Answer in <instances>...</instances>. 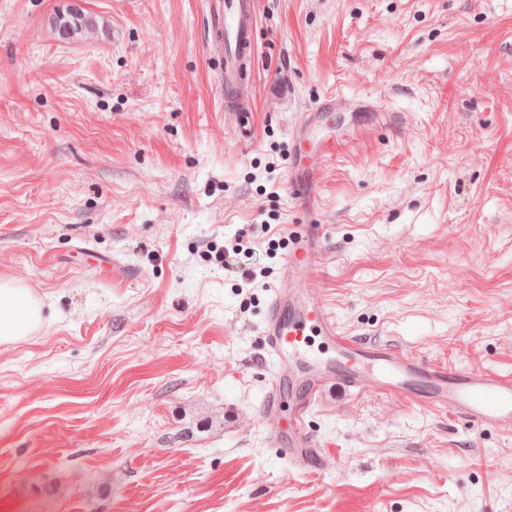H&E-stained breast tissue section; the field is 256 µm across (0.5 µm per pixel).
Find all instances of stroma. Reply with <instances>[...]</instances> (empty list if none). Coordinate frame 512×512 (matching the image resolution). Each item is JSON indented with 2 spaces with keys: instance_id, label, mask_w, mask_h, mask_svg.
I'll use <instances>...</instances> for the list:
<instances>
[{
  "instance_id": "1",
  "label": "stroma",
  "mask_w": 512,
  "mask_h": 512,
  "mask_svg": "<svg viewBox=\"0 0 512 512\" xmlns=\"http://www.w3.org/2000/svg\"><path fill=\"white\" fill-rule=\"evenodd\" d=\"M216 7L0 0V278L45 304L0 345V512H512L494 429L335 389L304 474L259 416L276 225H326L311 286L347 335L512 373V0H257L246 131ZM326 96L312 138L347 144L302 194Z\"/></svg>"
}]
</instances>
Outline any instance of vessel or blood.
<instances>
[{
  "label": "vessel or blood",
  "instance_id": "obj_1",
  "mask_svg": "<svg viewBox=\"0 0 512 512\" xmlns=\"http://www.w3.org/2000/svg\"><path fill=\"white\" fill-rule=\"evenodd\" d=\"M255 0H223L214 40L223 56L218 83L224 109L244 116L252 103L245 93L257 59ZM342 143L323 140L315 160H296L290 182L313 185L323 162L332 160ZM326 227L306 224L288 237V256L279 282L270 290L260 332L269 378L260 406L271 442L286 448L293 468L317 472L324 460L308 431L312 403L334 386L347 390L372 380L376 393L418 401L512 436V375L456 365L429 366L388 345L343 335L323 299L309 288L321 267Z\"/></svg>",
  "mask_w": 512,
  "mask_h": 512
}]
</instances>
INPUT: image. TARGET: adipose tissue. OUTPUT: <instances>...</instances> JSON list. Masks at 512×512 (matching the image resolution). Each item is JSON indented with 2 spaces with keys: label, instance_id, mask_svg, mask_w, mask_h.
<instances>
[{
  "label": "adipose tissue",
  "instance_id": "ef3b65f1",
  "mask_svg": "<svg viewBox=\"0 0 512 512\" xmlns=\"http://www.w3.org/2000/svg\"><path fill=\"white\" fill-rule=\"evenodd\" d=\"M43 321L40 299L14 281H0V345L26 339Z\"/></svg>",
  "mask_w": 512,
  "mask_h": 512
}]
</instances>
